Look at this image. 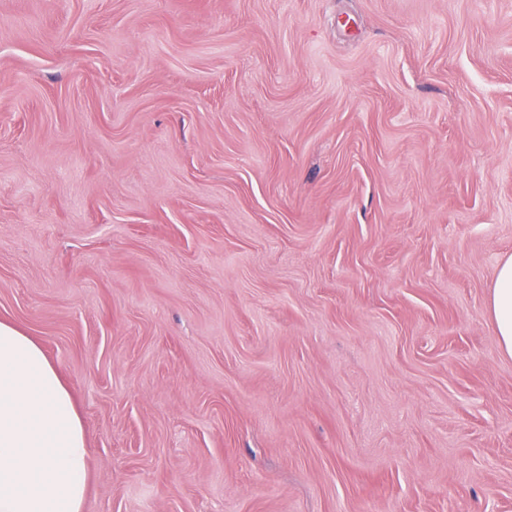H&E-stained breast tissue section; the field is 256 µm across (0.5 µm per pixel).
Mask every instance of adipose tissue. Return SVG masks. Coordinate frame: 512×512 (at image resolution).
Wrapping results in <instances>:
<instances>
[{"mask_svg":"<svg viewBox=\"0 0 512 512\" xmlns=\"http://www.w3.org/2000/svg\"><path fill=\"white\" fill-rule=\"evenodd\" d=\"M487 308L512 357V256L496 270ZM87 472L83 423L56 366L0 321V512H82Z\"/></svg>","mask_w":512,"mask_h":512,"instance_id":"obj_1","label":"adipose tissue"}]
</instances>
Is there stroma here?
Listing matches in <instances>:
<instances>
[{
	"mask_svg": "<svg viewBox=\"0 0 512 512\" xmlns=\"http://www.w3.org/2000/svg\"><path fill=\"white\" fill-rule=\"evenodd\" d=\"M512 0H0V320L83 512H512ZM491 288L488 312L501 352L512 358V256L499 264Z\"/></svg>",
	"mask_w": 512,
	"mask_h": 512,
	"instance_id": "obj_1",
	"label": "stroma"
}]
</instances>
